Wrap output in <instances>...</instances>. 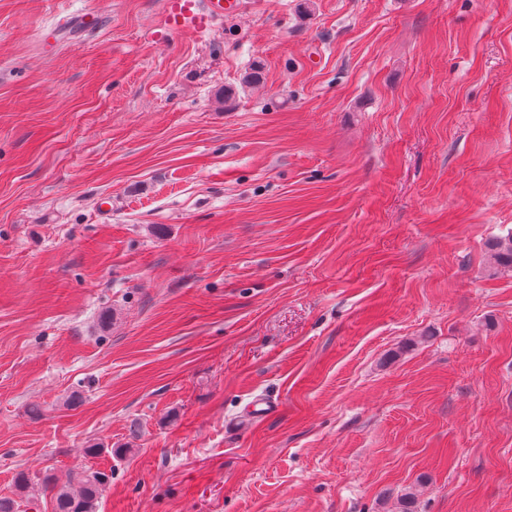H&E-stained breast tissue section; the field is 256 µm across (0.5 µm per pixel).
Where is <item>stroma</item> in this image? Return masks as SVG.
Returning a JSON list of instances; mask_svg holds the SVG:
<instances>
[{"mask_svg":"<svg viewBox=\"0 0 512 512\" xmlns=\"http://www.w3.org/2000/svg\"><path fill=\"white\" fill-rule=\"evenodd\" d=\"M165 17L0 0V496L512 512V0ZM107 482L105 473L85 470L64 483L46 476L41 489L52 494L56 512H97Z\"/></svg>","mask_w":512,"mask_h":512,"instance_id":"1","label":"stroma"}]
</instances>
